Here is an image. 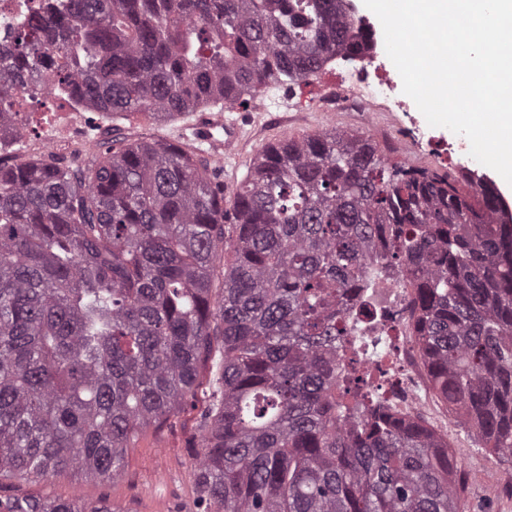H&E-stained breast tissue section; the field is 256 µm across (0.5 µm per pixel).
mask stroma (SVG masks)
I'll return each instance as SVG.
<instances>
[{"label":"stroma","instance_id":"obj_1","mask_svg":"<svg viewBox=\"0 0 512 512\" xmlns=\"http://www.w3.org/2000/svg\"><path fill=\"white\" fill-rule=\"evenodd\" d=\"M341 81L337 65L323 68L299 86H279L255 94L246 106L209 115L210 125L238 121L240 137L231 154L222 159L217 173L224 185L225 200H232L262 146L284 138H303L328 129L359 133L376 141L391 160L408 166L456 172L461 164L454 152L457 136L442 127H432L407 101L398 108L382 103L378 112L365 115L337 106ZM199 113L156 122L137 114L119 120L125 136L180 141L191 148L207 150L198 137ZM448 444L458 467L467 474L463 492L465 512H512V458L491 454L456 419L448 421ZM198 437L196 412L173 417L162 429H151L129 449L127 466L116 480H81L62 473L46 481L16 484L15 492L32 496L88 501L108 500L124 512H196L194 460L190 446ZM485 463L483 476H475V463Z\"/></svg>","mask_w":512,"mask_h":512}]
</instances>
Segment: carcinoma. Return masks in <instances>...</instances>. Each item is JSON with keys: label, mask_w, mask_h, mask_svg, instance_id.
<instances>
[{"label": "carcinoma", "mask_w": 512, "mask_h": 512, "mask_svg": "<svg viewBox=\"0 0 512 512\" xmlns=\"http://www.w3.org/2000/svg\"><path fill=\"white\" fill-rule=\"evenodd\" d=\"M371 33L343 0H60L0 49V134L50 75L109 121L222 112ZM217 161L115 137L80 164L0 155V488L114 480L203 406L199 512H464L448 439L336 378V295L398 270L431 388L512 458V211L472 169L391 163L330 130L262 148L229 205ZM0 512H119L0 495Z\"/></svg>", "instance_id": "carcinoma-1"}]
</instances>
